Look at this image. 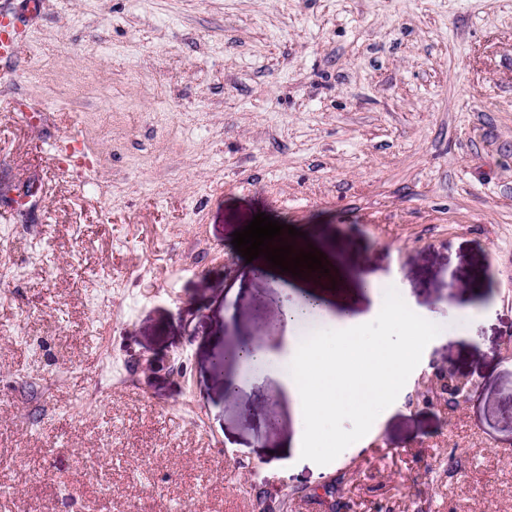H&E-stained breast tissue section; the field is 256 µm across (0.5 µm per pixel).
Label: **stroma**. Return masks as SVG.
Listing matches in <instances>:
<instances>
[{
    "instance_id": "stroma-1",
    "label": "stroma",
    "mask_w": 512,
    "mask_h": 512,
    "mask_svg": "<svg viewBox=\"0 0 512 512\" xmlns=\"http://www.w3.org/2000/svg\"><path fill=\"white\" fill-rule=\"evenodd\" d=\"M27 39L0 69V512H512V0H44ZM259 213L327 274L245 261ZM369 274L434 331L293 469L283 369L253 392L215 360L280 350L312 297L308 325L400 344ZM436 363L477 383L458 410L419 396Z\"/></svg>"
}]
</instances>
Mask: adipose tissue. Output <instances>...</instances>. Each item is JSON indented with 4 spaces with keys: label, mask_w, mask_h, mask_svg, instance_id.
<instances>
[{
    "label": "adipose tissue",
    "mask_w": 512,
    "mask_h": 512,
    "mask_svg": "<svg viewBox=\"0 0 512 512\" xmlns=\"http://www.w3.org/2000/svg\"><path fill=\"white\" fill-rule=\"evenodd\" d=\"M365 286L372 298L373 315L388 328L410 337L412 344L392 347L384 357L377 358L352 338L319 361L303 358L301 344H294L295 356L286 382L304 412L302 433L292 449L294 467L309 463L310 446L322 437L323 422L348 408L363 413L386 405L400 385L406 364L430 338L432 322L428 316L408 312L402 303L386 301L377 276H367Z\"/></svg>",
    "instance_id": "obj_1"
}]
</instances>
